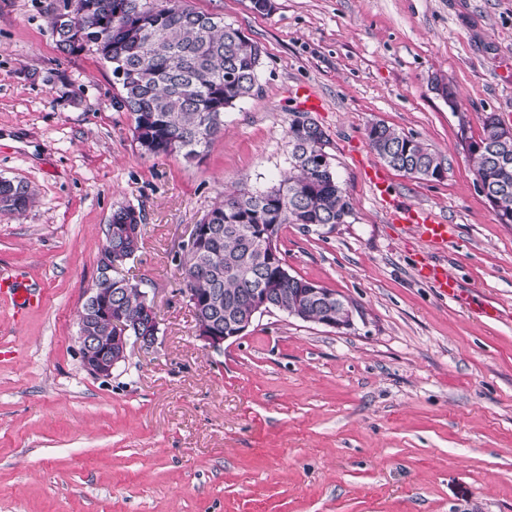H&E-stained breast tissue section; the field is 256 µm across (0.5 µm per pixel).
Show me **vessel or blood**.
I'll return each instance as SVG.
<instances>
[{"instance_id": "obj_1", "label": "vessel or blood", "mask_w": 512, "mask_h": 512, "mask_svg": "<svg viewBox=\"0 0 512 512\" xmlns=\"http://www.w3.org/2000/svg\"><path fill=\"white\" fill-rule=\"evenodd\" d=\"M365 177L379 195L391 223L412 229L429 251H440L447 247L455 234L454 225L444 223L430 208L408 203L393 195L382 169L366 167ZM419 275L441 295L451 299L459 297L457 280L443 266L429 260L423 261L419 266ZM0 293L10 297L16 312L20 314L40 306L43 302L40 288L16 278L1 279Z\"/></svg>"}]
</instances>
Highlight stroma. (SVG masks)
I'll return each mask as SVG.
<instances>
[{
	"label": "stroma",
	"mask_w": 512,
	"mask_h": 512,
	"mask_svg": "<svg viewBox=\"0 0 512 512\" xmlns=\"http://www.w3.org/2000/svg\"><path fill=\"white\" fill-rule=\"evenodd\" d=\"M189 2L266 50L253 94L194 161L142 154L111 68L59 51V0H0V178L37 196L23 215L0 213V276L44 288L21 320L0 297V512H512V224L478 190L463 143L488 113L512 127V0H272L264 16L250 0ZM304 109L354 210L332 230L287 225L280 250L291 274L343 295L353 322L276 311L205 349L175 256L225 188L287 169L288 120ZM373 122L441 159L439 181L387 174L396 195L455 225L431 258L463 301L418 277L421 244L375 198ZM124 204L144 215L124 274L154 300L160 333L96 378L78 355L79 315ZM488 304L501 320L482 317Z\"/></svg>",
	"instance_id": "1"
}]
</instances>
